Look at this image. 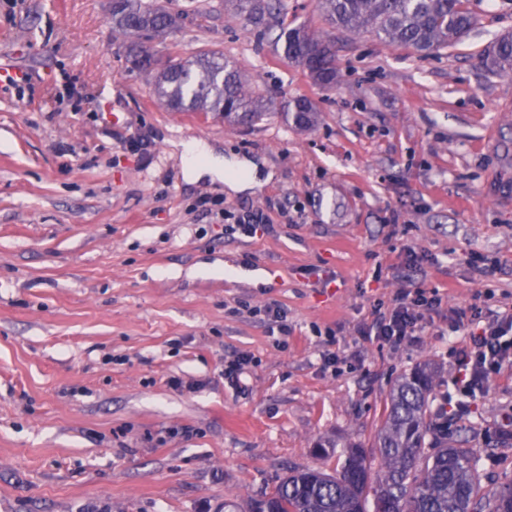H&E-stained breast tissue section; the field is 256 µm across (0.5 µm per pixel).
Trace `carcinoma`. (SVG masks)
Listing matches in <instances>:
<instances>
[{"label": "carcinoma", "mask_w": 512, "mask_h": 512, "mask_svg": "<svg viewBox=\"0 0 512 512\" xmlns=\"http://www.w3.org/2000/svg\"><path fill=\"white\" fill-rule=\"evenodd\" d=\"M247 20L260 41L278 47L318 84L338 81L333 39L327 32L290 27L287 0H225ZM467 0H319L334 28L427 52L460 42L477 24ZM177 19L160 0H115L112 27L130 38L127 56L143 69L151 57L141 39L173 29ZM483 67L512 76V34L497 38L482 54ZM155 94L175 111L216 112L231 124L254 125L274 103L249 87L233 60L217 53L171 62L157 78ZM296 128L315 123L305 98L285 103ZM441 384L428 367L403 373L373 451L349 446L332 474L307 468L286 477L273 493L253 499L248 512H512V482L486 483L479 470L484 448L448 442L445 405L433 408Z\"/></svg>", "instance_id": "carcinoma-1"}]
</instances>
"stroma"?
I'll return each instance as SVG.
<instances>
[{
  "mask_svg": "<svg viewBox=\"0 0 512 512\" xmlns=\"http://www.w3.org/2000/svg\"><path fill=\"white\" fill-rule=\"evenodd\" d=\"M161 3L184 19L151 41L158 64L223 52L316 122L171 111L155 70L128 62L112 0H0V68L24 78L0 87V512H245L292 470L334 472L318 444L371 447L405 371L450 382L449 309L512 303V78L480 64L512 0H468L475 28L428 55L335 32L333 86L222 0ZM193 140L256 164L258 184L186 181ZM228 263L279 275L251 287ZM416 288L443 298L420 336L358 335ZM241 352L238 393L222 370ZM473 421L485 475L511 480L512 368L449 438ZM287 119L296 128H309L315 123L316 111L313 104L305 98H296L287 101L283 106Z\"/></svg>",
  "mask_w": 512,
  "mask_h": 512,
  "instance_id": "stroma-1",
  "label": "stroma"
}]
</instances>
